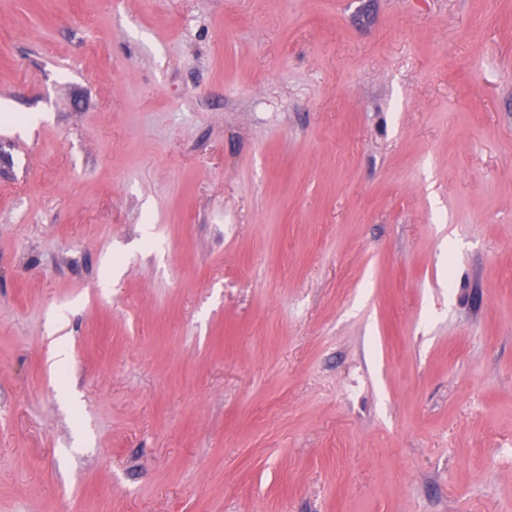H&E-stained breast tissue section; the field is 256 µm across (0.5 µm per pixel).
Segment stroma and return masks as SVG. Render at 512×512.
Returning a JSON list of instances; mask_svg holds the SVG:
<instances>
[{"mask_svg":"<svg viewBox=\"0 0 512 512\" xmlns=\"http://www.w3.org/2000/svg\"><path fill=\"white\" fill-rule=\"evenodd\" d=\"M0 106V512H512V0H0Z\"/></svg>","mask_w":512,"mask_h":512,"instance_id":"35a3bbf8","label":"stroma"}]
</instances>
